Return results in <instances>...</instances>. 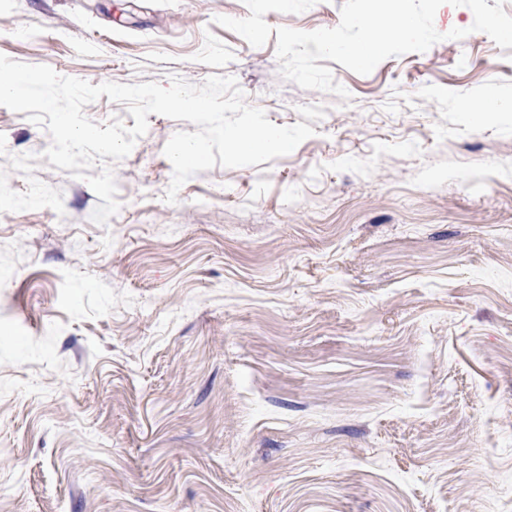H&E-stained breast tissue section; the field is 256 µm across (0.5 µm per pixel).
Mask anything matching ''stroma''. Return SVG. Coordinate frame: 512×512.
<instances>
[{"label":"stroma","mask_w":512,"mask_h":512,"mask_svg":"<svg viewBox=\"0 0 512 512\" xmlns=\"http://www.w3.org/2000/svg\"><path fill=\"white\" fill-rule=\"evenodd\" d=\"M343 0L271 28H333ZM244 0H0V54L99 84L234 77L313 136L215 166L165 200L152 114L112 163L118 213L0 106L49 208L0 214V512H512V48L444 5L423 53L356 74L349 99L279 74L215 24Z\"/></svg>","instance_id":"1"}]
</instances>
